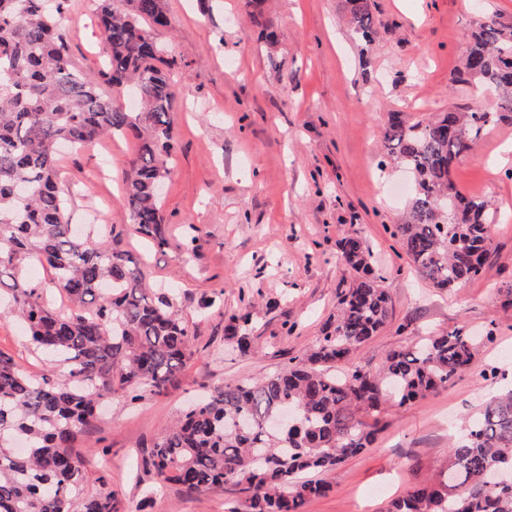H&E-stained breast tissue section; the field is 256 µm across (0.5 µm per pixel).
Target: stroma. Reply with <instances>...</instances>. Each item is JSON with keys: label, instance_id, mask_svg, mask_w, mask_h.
<instances>
[{"label": "stroma", "instance_id": "1", "mask_svg": "<svg viewBox=\"0 0 512 512\" xmlns=\"http://www.w3.org/2000/svg\"><path fill=\"white\" fill-rule=\"evenodd\" d=\"M97 0H69L64 32L77 64L97 71L105 53ZM159 35L174 60L175 153L163 198L167 244L134 232L122 174L134 139H105L60 159L72 221L102 225L113 247L142 253L147 283L174 289L192 354L166 394H114L75 444L88 471L105 468L121 512H228L245 496L225 484L205 492L154 487L140 455L199 396L253 381L311 348L353 276L337 260L360 239L382 275L389 317L358 352L370 369L432 333L465 327L480 342L446 388L385 414L372 445L325 473L331 492L305 512H384L434 475L467 421L512 383V116L486 127L452 168L467 194L489 201L497 221L488 277L439 290L409 265L392 237L414 192L412 178L382 165L383 126L477 105V89L451 81L479 25L512 24V0H371L374 40L363 44L342 0H165ZM248 315L256 351L227 341ZM0 354L27 375L50 368L13 319L0 317Z\"/></svg>", "mask_w": 512, "mask_h": 512}]
</instances>
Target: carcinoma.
Wrapping results in <instances>:
<instances>
[{"instance_id":"1","label":"carcinoma","mask_w":512,"mask_h":512,"mask_svg":"<svg viewBox=\"0 0 512 512\" xmlns=\"http://www.w3.org/2000/svg\"><path fill=\"white\" fill-rule=\"evenodd\" d=\"M345 2L356 34L372 42L369 0ZM65 18L66 0H0V288L34 349L64 366L39 382L0 355V512H120L112 493L85 492L106 477L89 475L76 439L102 398L163 394L191 355L188 326L169 296L146 285L141 257L92 226L74 232L56 162L62 145L132 135L136 156L122 177L130 219L152 245H167L159 186L170 175L176 86L157 40L168 26L164 0H102L106 56L95 74L74 61ZM453 81L491 91L496 109L413 124L395 112L382 133L386 158L416 182L392 235L437 288L487 271L495 216L488 201L455 187L451 167L498 113H512V27L491 22L473 32ZM123 85L138 111L106 91ZM340 260L356 279L318 344L258 381L215 388L145 452L144 472L197 492L232 483L248 493L245 512H304L331 485L299 474L332 471L361 453L380 415L436 393L470 364L476 346L458 327L392 353L378 370L362 365L356 353L386 323L389 297L359 239L342 242ZM32 261L69 297V311L52 308L44 286L19 287ZM235 322L227 340L253 354L248 319ZM492 467L512 474V388L469 421L438 479L407 489L386 512H512V483L489 487Z\"/></svg>"}]
</instances>
